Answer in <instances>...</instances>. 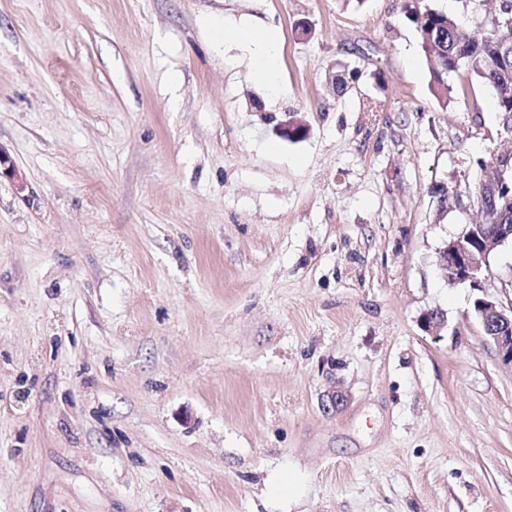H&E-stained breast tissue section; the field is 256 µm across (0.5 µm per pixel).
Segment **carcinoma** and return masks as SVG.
<instances>
[{"label": "carcinoma", "mask_w": 512, "mask_h": 512, "mask_svg": "<svg viewBox=\"0 0 512 512\" xmlns=\"http://www.w3.org/2000/svg\"><path fill=\"white\" fill-rule=\"evenodd\" d=\"M512 0H498V10L479 36L467 33L456 18L436 9L412 17L421 38V49L435 58L431 74L437 95L448 98L451 88L441 82L442 71L465 68L495 92L499 126L512 136Z\"/></svg>", "instance_id": "carcinoma-1"}]
</instances>
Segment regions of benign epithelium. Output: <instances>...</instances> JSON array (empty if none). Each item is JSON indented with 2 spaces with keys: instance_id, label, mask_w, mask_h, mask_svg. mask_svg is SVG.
<instances>
[{
  "instance_id": "7a95c632",
  "label": "benign epithelium",
  "mask_w": 512,
  "mask_h": 512,
  "mask_svg": "<svg viewBox=\"0 0 512 512\" xmlns=\"http://www.w3.org/2000/svg\"><path fill=\"white\" fill-rule=\"evenodd\" d=\"M281 136L298 140L307 134V126L299 120H291L280 129ZM14 179L19 190H24L22 174L16 169L10 157L0 149V175ZM480 181L477 191L478 204L489 198L498 199L503 194L501 184ZM512 243V225H492V219L484 216L483 222L469 225L461 236L450 240L439 251V266L448 274V281L462 285L476 293L474 313L485 338L494 346L502 364L512 367V300L503 301L486 291L485 282L491 269L489 258L501 247ZM423 328L432 333L438 332L446 324L444 313L431 309L421 317Z\"/></svg>"
}]
</instances>
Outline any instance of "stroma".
<instances>
[{"mask_svg":"<svg viewBox=\"0 0 512 512\" xmlns=\"http://www.w3.org/2000/svg\"><path fill=\"white\" fill-rule=\"evenodd\" d=\"M425 7L488 19L0 0V512H512V368L438 264L512 137L466 70L435 97ZM217 37L224 44L242 43L256 41L259 44L260 51L266 56L262 68L259 70V76L269 79L273 73L274 65V47L273 41L267 33L255 32L236 28L233 26H222L216 23Z\"/></svg>","mask_w":512,"mask_h":512,"instance_id":"1","label":"stroma"}]
</instances>
